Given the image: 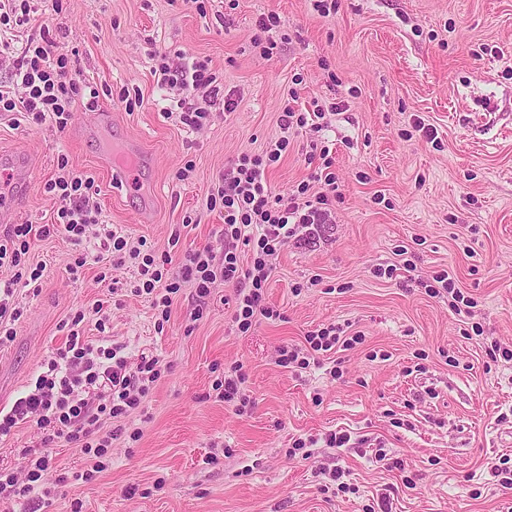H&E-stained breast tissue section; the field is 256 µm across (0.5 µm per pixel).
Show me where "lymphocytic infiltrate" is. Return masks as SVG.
I'll return each instance as SVG.
<instances>
[{
	"label": "lymphocytic infiltrate",
	"instance_id": "f902f5d3",
	"mask_svg": "<svg viewBox=\"0 0 512 512\" xmlns=\"http://www.w3.org/2000/svg\"><path fill=\"white\" fill-rule=\"evenodd\" d=\"M29 0H0V66L8 67L11 78L0 81V120L13 125L49 126L65 130L77 108L92 111L99 103L96 82L86 79L77 50L59 46L48 24L34 27L20 53H12L9 35L15 27L29 24ZM160 88L183 92L176 115L191 129H201L216 104L234 111V100H219L216 76L208 61L192 60L170 64L167 51L152 54ZM322 110L308 112L285 105L280 122L281 134L259 154H241L225 173L221 185L207 199L209 209L224 215L220 238L222 250L211 246L190 249L172 257L180 234L172 232L170 248L156 252L146 240H133L127 234L104 224L97 201L100 193L94 178L73 168L68 159H59L57 170L43 189L56 200L53 223L40 227L10 225L0 234V348L16 336L15 324L24 315L16 301L18 283L40 284L43 268L31 264L33 238L65 236L73 244L92 243L97 261L106 266L134 262L138 279L134 295L149 299L157 313V325L170 319L171 307L183 287H191L200 302L190 314L191 321L204 315L203 301L216 288L234 286L232 321L239 333H249L258 318L279 319L278 310L265 303V288L278 252L295 236L300 225L320 223L339 196L333 151L321 145V167L312 181L294 189L273 193L267 171L287 153L290 137L310 122L322 119ZM248 253L249 264H242L241 253ZM105 330L108 317L102 305L78 309L61 324L66 332L63 347L48 355L40 373L10 410H0V438L10 436L21 425L32 424L42 435L43 446L59 441L81 445L95 459L106 457L114 439L128 434L138 440L139 430L124 432L119 420L142 409L155 383L170 364L158 355H142L129 362L120 344L93 342L84 334L86 321ZM361 335H348L338 325L308 332L303 346L286 345L278 350V364L284 368H309L318 355L361 343ZM115 421L105 430L107 421ZM60 478L48 455L33 456L31 449L18 452L14 467L0 468V497L9 501L43 500L50 496Z\"/></svg>",
	"mask_w": 512,
	"mask_h": 512
}]
</instances>
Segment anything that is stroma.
Listing matches in <instances>:
<instances>
[{
    "label": "stroma",
    "instance_id": "35a3bbf8",
    "mask_svg": "<svg viewBox=\"0 0 512 512\" xmlns=\"http://www.w3.org/2000/svg\"><path fill=\"white\" fill-rule=\"evenodd\" d=\"M204 5L201 14L182 0H64L57 41L79 50L86 77L111 86L113 127L151 158L155 221L137 223L99 167L122 142L87 139L79 109L62 133L0 121V151L32 159L22 222H52L57 204L43 184L64 156L95 177L104 219L132 239L162 252L178 229L181 249L218 245L224 218L206 200L233 159L280 136L292 88L296 109H322L327 128L295 134L267 180L278 192L309 180L310 143L325 138L342 198L330 223L299 228L281 248L265 290L280 317L245 335L232 322L233 288H218L194 323V290L182 288L160 329L147 299L128 291L134 267L112 270L115 294L94 261L70 275L79 248L65 237L36 240L43 277L38 291L16 294L24 316L0 349V409L63 347L59 326L82 307L109 315L105 331L85 324L90 340L107 335L170 364L125 422L139 440H113L101 472L82 480L92 463L80 447L50 448L70 481L37 512H373L385 496L391 512H512V490L492 475L512 459V362L485 355L494 340L512 347V0H336L326 17L314 0ZM272 11L285 37L265 58L252 40ZM157 47L208 60L235 111L213 108L199 131L168 118ZM125 87L143 95L141 108L126 111ZM188 162L191 179L177 180ZM443 272L473 301L469 312L428 292ZM331 324L363 338L342 352V378L277 365L280 346ZM235 363L250 399L241 414L212 396ZM334 432L370 444L327 447ZM300 438L313 442L308 455H290ZM379 447L397 467L376 461ZM338 468L348 492L330 486Z\"/></svg>",
    "mask_w": 512,
    "mask_h": 512
}]
</instances>
